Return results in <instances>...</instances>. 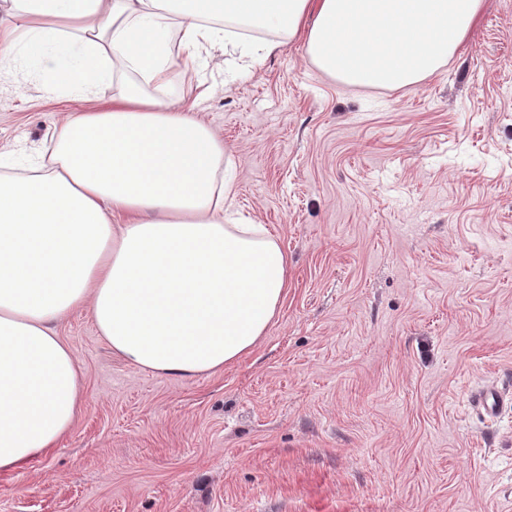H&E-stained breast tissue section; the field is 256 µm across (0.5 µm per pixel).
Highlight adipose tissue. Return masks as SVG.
I'll return each instance as SVG.
<instances>
[{
    "label": "adipose tissue",
    "instance_id": "adipose-tissue-1",
    "mask_svg": "<svg viewBox=\"0 0 512 512\" xmlns=\"http://www.w3.org/2000/svg\"><path fill=\"white\" fill-rule=\"evenodd\" d=\"M0 65L16 56L99 109L72 114L48 167L0 175V472L55 448L85 401L57 331L87 310L129 366L191 380L250 354L278 314L288 255L234 218L232 159L166 86L175 50L220 48L252 67L303 38L313 64L354 87H413L458 50L483 0H8ZM256 32L246 40L232 26Z\"/></svg>",
    "mask_w": 512,
    "mask_h": 512
}]
</instances>
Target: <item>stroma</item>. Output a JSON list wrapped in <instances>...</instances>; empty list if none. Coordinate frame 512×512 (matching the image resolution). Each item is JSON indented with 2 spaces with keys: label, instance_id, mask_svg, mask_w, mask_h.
<instances>
[{
  "label": "stroma",
  "instance_id": "obj_1",
  "mask_svg": "<svg viewBox=\"0 0 512 512\" xmlns=\"http://www.w3.org/2000/svg\"><path fill=\"white\" fill-rule=\"evenodd\" d=\"M233 159V209L281 237L264 340L177 380L58 326L86 402L46 456L0 472V512H512V0L410 88L341 85L303 39L221 52L164 88ZM87 102L0 68V164L22 169ZM505 399L506 397L501 391L491 388L480 393L474 399V405L480 409L482 408L488 414H494L501 410L505 405L507 406L509 404L512 406L511 398L508 402H505Z\"/></svg>",
  "mask_w": 512,
  "mask_h": 512
}]
</instances>
